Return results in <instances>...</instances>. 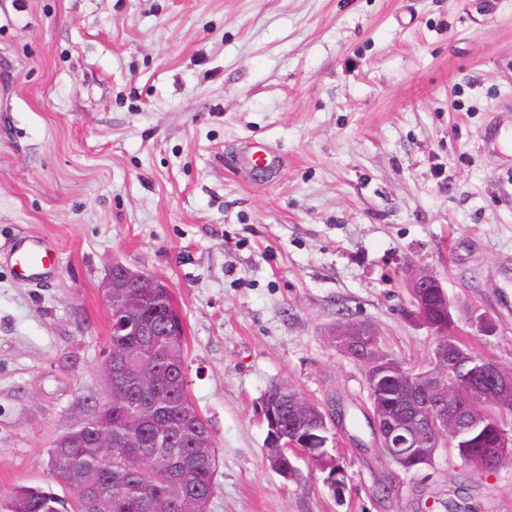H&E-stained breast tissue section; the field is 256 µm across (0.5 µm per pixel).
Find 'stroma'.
<instances>
[{"instance_id": "obj_1", "label": "stroma", "mask_w": 512, "mask_h": 512, "mask_svg": "<svg viewBox=\"0 0 512 512\" xmlns=\"http://www.w3.org/2000/svg\"><path fill=\"white\" fill-rule=\"evenodd\" d=\"M512 0H0V246L51 240L49 283L0 262V491L73 490L54 441L104 396L113 262L168 281L191 398L217 441L209 512H512V462L486 478L450 449L404 472L363 420L343 317L405 365L435 339L402 266L432 269L460 337L512 367ZM261 144L282 164L256 170ZM489 315L492 335L471 324ZM360 420L337 502L298 460H264L272 384ZM389 495H382L383 487Z\"/></svg>"}]
</instances>
